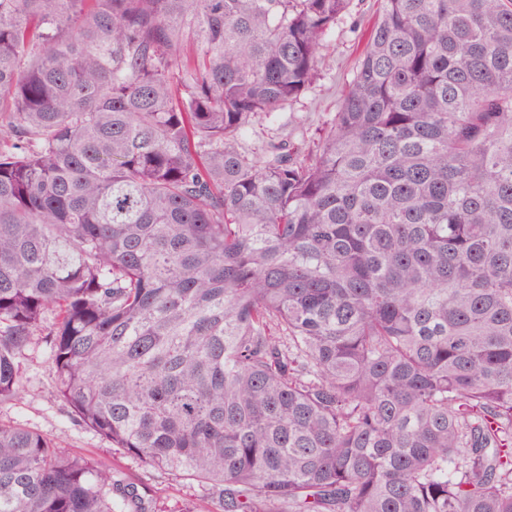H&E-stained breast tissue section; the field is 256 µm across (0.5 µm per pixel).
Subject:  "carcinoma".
<instances>
[{
	"label": "carcinoma",
	"mask_w": 512,
	"mask_h": 512,
	"mask_svg": "<svg viewBox=\"0 0 512 512\" xmlns=\"http://www.w3.org/2000/svg\"><path fill=\"white\" fill-rule=\"evenodd\" d=\"M0 0V403L55 394L193 512H512V0ZM0 512H149L0 424ZM351 1L324 41L320 79L296 100L248 127L239 140L243 151L262 158L271 142L296 145L334 116L364 47L361 31L372 23L379 7L378 0Z\"/></svg>",
	"instance_id": "obj_1"
}]
</instances>
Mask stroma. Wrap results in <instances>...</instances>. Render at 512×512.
<instances>
[{"label": "stroma", "mask_w": 512, "mask_h": 512, "mask_svg": "<svg viewBox=\"0 0 512 512\" xmlns=\"http://www.w3.org/2000/svg\"><path fill=\"white\" fill-rule=\"evenodd\" d=\"M377 10V0H352L324 41L319 80L296 100L248 127L239 140L243 151L260 157L270 143L298 144L333 117L364 47L361 33ZM19 368L18 395L15 401L0 405L1 423L31 429L74 455L93 458L116 478L136 484L149 499L150 512H184L196 501L201 493L196 482L134 459L76 422L53 393L55 374L48 336H35Z\"/></svg>", "instance_id": "35a3bbf8"}]
</instances>
